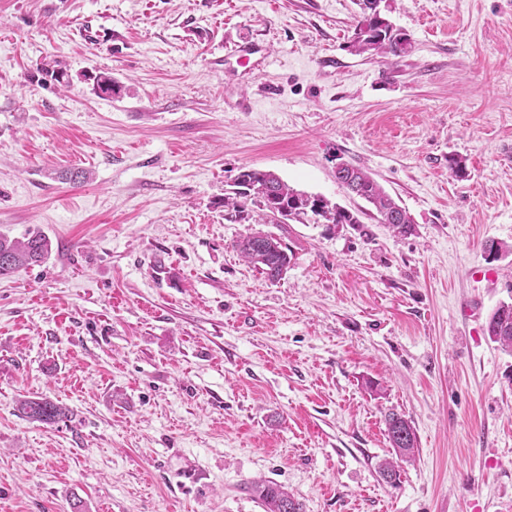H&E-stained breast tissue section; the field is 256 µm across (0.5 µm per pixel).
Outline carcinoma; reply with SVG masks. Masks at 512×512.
<instances>
[{"label": "carcinoma", "mask_w": 512, "mask_h": 512, "mask_svg": "<svg viewBox=\"0 0 512 512\" xmlns=\"http://www.w3.org/2000/svg\"><path fill=\"white\" fill-rule=\"evenodd\" d=\"M377 0H359L361 13L354 27L350 48L357 54L392 55L402 57L411 48L409 35L393 28L380 13L374 12ZM342 185L353 186L358 197L370 203L380 217L398 235L412 231L413 220L405 208L388 195L362 168L350 163L343 175L336 177ZM259 209L257 224H275L276 215L286 214L288 219L305 223L307 217H318L327 224H358L359 216L328 199L308 195L291 188L269 170L245 167L239 171L232 189L224 194V218L242 221L249 218L250 207ZM241 256L266 275L268 280L282 278L288 270L290 256L282 240L262 231L250 232L235 243ZM51 254V242L38 229H30L23 238H12L0 233V276L21 267L44 263ZM487 334L491 341L503 350L512 351V302L501 303L491 314L487 323ZM18 414L30 422L55 424L68 418L69 410L48 397L33 396L18 401ZM387 437L392 448H404L398 455L402 460L414 457L417 438L408 419L390 413L386 419ZM252 493L260 500L265 512H301V504L288 490L272 481L251 482Z\"/></svg>", "instance_id": "carcinoma-1"}]
</instances>
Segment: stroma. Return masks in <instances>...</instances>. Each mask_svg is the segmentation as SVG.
I'll return each mask as SVG.
<instances>
[{"label": "stroma", "instance_id": "35a3bbf8", "mask_svg": "<svg viewBox=\"0 0 512 512\" xmlns=\"http://www.w3.org/2000/svg\"><path fill=\"white\" fill-rule=\"evenodd\" d=\"M387 3L400 58L351 52L356 0H0V232L52 244L0 277V512H264L257 479L303 512L512 504V352L486 333L512 254L485 250L512 246V0ZM246 166L361 227L267 225L270 283L224 218ZM28 396L69 419H21ZM391 412L418 446L394 484ZM345 162H337L336 170L344 166ZM344 174L336 176L337 182L344 188L345 185L354 186L358 197L370 203L380 217L381 224H388L397 235L411 234L413 220L405 208L388 195L379 184L362 168L345 163ZM354 188H346L351 194H356ZM241 256L266 275L268 280L276 281L282 278L288 270L290 256L288 247L281 238L262 231L250 232L240 237L235 243Z\"/></svg>", "mask_w": 512, "mask_h": 512}]
</instances>
